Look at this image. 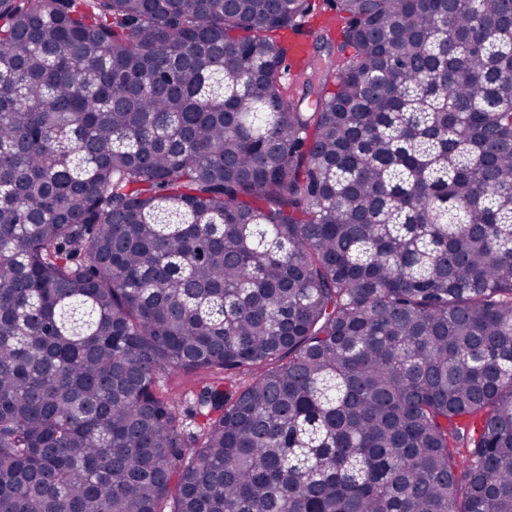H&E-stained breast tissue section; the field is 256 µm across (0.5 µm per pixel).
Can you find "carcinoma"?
<instances>
[{
  "mask_svg": "<svg viewBox=\"0 0 512 512\" xmlns=\"http://www.w3.org/2000/svg\"><path fill=\"white\" fill-rule=\"evenodd\" d=\"M0 512H512V0H0ZM158 381L160 388L168 391L177 399L192 398L191 394L194 391L195 381L191 375L171 370L160 374Z\"/></svg>",
  "mask_w": 512,
  "mask_h": 512,
  "instance_id": "carcinoma-1",
  "label": "carcinoma"
}]
</instances>
